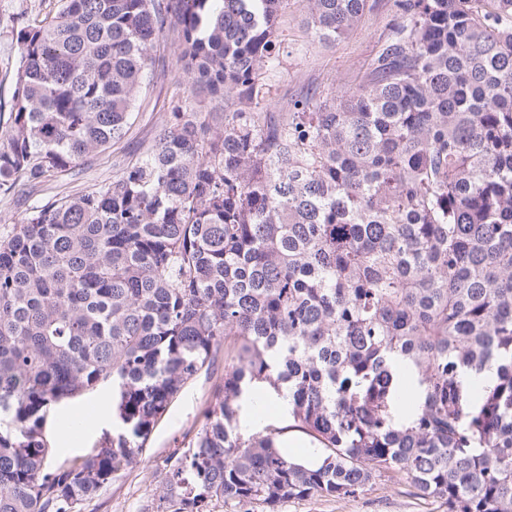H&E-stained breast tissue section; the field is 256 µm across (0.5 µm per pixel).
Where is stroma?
<instances>
[{"mask_svg":"<svg viewBox=\"0 0 512 512\" xmlns=\"http://www.w3.org/2000/svg\"><path fill=\"white\" fill-rule=\"evenodd\" d=\"M57 0H0V105L10 106L13 86L6 70L15 68L20 55L15 26L18 19L44 18ZM394 0H369L358 25L346 37L324 44L314 41L303 22L302 0H288L278 24L281 63L264 74L272 109L284 112L289 102L312 88L341 97L357 91L371 60L381 50L391 20ZM172 37L156 41L155 67L135 106L134 121L126 136L101 153L89 156L77 177H57L29 197L0 194V231L24 223L32 206L52 196L104 187L127 166L144 157L164 125L173 97L190 93L188 80L176 62ZM224 357L216 355L173 402L169 413L151 433L136 463L114 482L104 485L75 512H157L162 504L166 461L182 455L204 423L203 411L213 388L224 379ZM112 402L111 384L92 394L50 410L44 434L55 448L54 465L90 454L111 433V422L89 425L79 432L73 426L87 406ZM214 512H447L442 500L420 497L408 482L375 481L353 497L311 496L288 499L274 508L260 503L214 502Z\"/></svg>","mask_w":512,"mask_h":512,"instance_id":"stroma-1","label":"stroma"}]
</instances>
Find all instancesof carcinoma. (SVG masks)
<instances>
[{"mask_svg": "<svg viewBox=\"0 0 512 512\" xmlns=\"http://www.w3.org/2000/svg\"><path fill=\"white\" fill-rule=\"evenodd\" d=\"M58 2L18 23L0 192L122 139L169 30L191 93L235 109L177 98L138 163L0 234V512H72L120 478L221 350L206 421L167 461L177 512L385 476L512 512V0H396L367 83L284 115L261 72L285 0ZM367 7L303 0L321 43ZM107 382L112 441L53 466L47 412ZM257 382L319 452L241 427ZM260 390L251 391L243 400L242 419L245 424H248L249 430H256L257 425L252 423V409L253 401L257 397H261L265 403L277 407L280 411L284 410L288 406V401L284 397L283 392H277L273 388L266 384H260Z\"/></svg>", "mask_w": 512, "mask_h": 512, "instance_id": "obj_1", "label": "carcinoma"}]
</instances>
